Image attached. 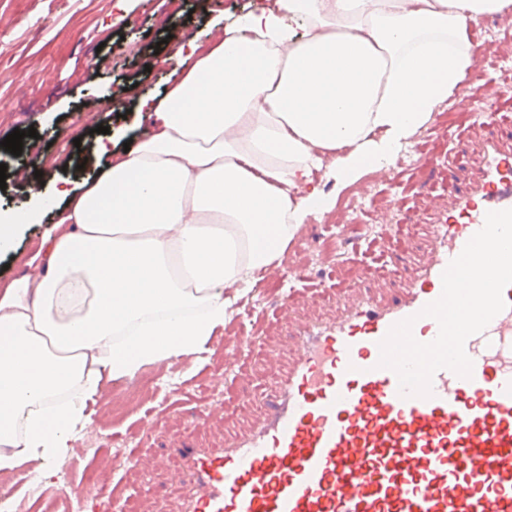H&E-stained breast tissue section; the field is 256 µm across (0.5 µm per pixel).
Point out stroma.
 <instances>
[{"label": "stroma", "instance_id": "1", "mask_svg": "<svg viewBox=\"0 0 512 512\" xmlns=\"http://www.w3.org/2000/svg\"><path fill=\"white\" fill-rule=\"evenodd\" d=\"M248 2L183 0L176 12L169 0H0V101L6 104L0 141L16 129L26 133L21 155L0 148V164L7 166L0 208L27 204V182L37 177L48 187L65 179L84 190L87 177L107 165L92 125L108 127L113 150H122L149 128L139 94L160 99L180 81L181 69L168 60L173 46L167 36L201 35L216 22L231 25ZM122 9L127 18L114 25ZM468 39L476 65L466 101L448 99L430 126L413 135L421 159L371 171L343 189L325 169L314 171V181L335 196L336 207L326 219L302 225L289 241L284 260L290 277L257 276L254 288L236 301L232 322L252 338L242 373L222 369L230 332L221 329L211 336L206 358L104 379L100 393L86 402L96 424L72 433L66 461L71 491L114 485L124 512H178L189 490L182 449L223 447L264 418L297 354L295 322L331 321L365 292L384 300L399 296L426 257L437 205L478 177L483 140L512 145V99L491 100L482 92L486 85L512 86V16L477 21ZM156 57L162 65L145 70L144 62ZM448 111L468 116V123L444 126ZM485 112L498 113L495 125L482 121ZM31 128L36 137L28 136ZM60 153L70 161L66 169L43 165V158ZM54 220L47 211L40 223L17 232L12 250L0 254L1 284L21 273L22 260L35 255ZM382 238L391 250L385 274L376 278L364 249ZM288 296L294 304L287 311ZM272 348L278 354L273 366L267 361ZM116 448L126 455L119 464L110 458ZM41 466L25 462L19 479L0 482L25 501L26 512H54L57 506L53 482L39 498H26L27 475Z\"/></svg>", "mask_w": 512, "mask_h": 512}]
</instances>
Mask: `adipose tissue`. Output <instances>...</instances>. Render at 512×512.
I'll return each instance as SVG.
<instances>
[{"label": "adipose tissue", "mask_w": 512, "mask_h": 512, "mask_svg": "<svg viewBox=\"0 0 512 512\" xmlns=\"http://www.w3.org/2000/svg\"><path fill=\"white\" fill-rule=\"evenodd\" d=\"M512 0H269L205 39L184 34L183 76L153 124L87 188L29 186L0 211V251L66 200L37 263L0 284V473L63 461L101 380L199 355L338 186L388 165L437 105L463 97L469 23Z\"/></svg>", "instance_id": "ef3b65f1"}]
</instances>
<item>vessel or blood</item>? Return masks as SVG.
I'll return each instance as SVG.
<instances>
[{
    "instance_id": "1",
    "label": "vessel or blood",
    "mask_w": 512,
    "mask_h": 512,
    "mask_svg": "<svg viewBox=\"0 0 512 512\" xmlns=\"http://www.w3.org/2000/svg\"><path fill=\"white\" fill-rule=\"evenodd\" d=\"M512 209V148L487 142L481 180L434 226L417 277L392 301L352 304L336 322L299 328L297 358L265 422L228 448L191 453L183 512H512V285L506 309L465 342L471 378L448 369L432 397L404 398L379 367L380 341L414 318L485 223Z\"/></svg>"
}]
</instances>
